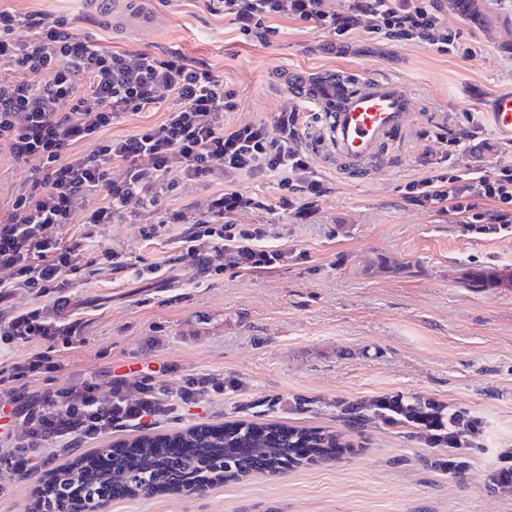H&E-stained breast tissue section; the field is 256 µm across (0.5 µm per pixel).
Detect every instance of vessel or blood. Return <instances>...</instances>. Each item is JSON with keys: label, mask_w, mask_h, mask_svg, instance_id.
Segmentation results:
<instances>
[{"label": "vessel or blood", "mask_w": 512, "mask_h": 512, "mask_svg": "<svg viewBox=\"0 0 512 512\" xmlns=\"http://www.w3.org/2000/svg\"><path fill=\"white\" fill-rule=\"evenodd\" d=\"M89 13H111L116 26L137 27L128 0H84ZM288 93L323 112L324 120L308 149L332 163L338 175L364 173L381 162L385 148L410 134L415 96L394 77L344 71L288 75ZM495 129L512 138V91L496 94L490 105Z\"/></svg>", "instance_id": "vessel-or-blood-1"}]
</instances>
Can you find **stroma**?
<instances>
[{"mask_svg":"<svg viewBox=\"0 0 512 512\" xmlns=\"http://www.w3.org/2000/svg\"><path fill=\"white\" fill-rule=\"evenodd\" d=\"M487 5L499 19L488 30L443 12L460 45L446 54L364 27L335 45L291 20L279 21L269 43L248 41L202 0H131L132 11L162 18L136 29L90 15L83 0H0L1 8L66 18L106 48L177 49L210 66L238 93V111L226 116L232 124L280 112L292 70L388 75L416 97L410 137L380 168L351 179L324 169L327 191L307 223L282 212L273 181H237L265 203L238 223L267 225L268 246L296 252L275 270L228 266L205 276L167 236L144 240L143 227L157 216L143 212L101 227L99 247L82 259L98 258L104 246L137 264H159L163 275L104 269L66 289L67 306L45 301L49 317L81 323L72 345L35 346L56 364L55 383L85 376L104 385L114 369L134 386L148 367L161 389L202 375L223 380V395L161 423L160 433L253 420L273 399L275 420L338 430L347 442L334 461L225 480L199 494L116 498L109 512H512V494L487 477L493 449L512 447V235L466 233L405 200L407 184L444 160L464 171L512 165V139L485 115L487 96L512 88V0ZM468 47L473 55H465ZM463 129L472 134L464 144L446 141ZM476 273L483 287H470ZM384 395L467 409L487 424L482 446L456 472L437 466L442 449L410 441L402 428L379 423L357 432L336 416L334 400ZM49 478L46 469L0 474V512H28Z\"/></svg>","mask_w":512,"mask_h":512,"instance_id":"1","label":"stroma"}]
</instances>
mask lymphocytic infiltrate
<instances>
[{
  "label": "lymphocytic infiltrate",
  "mask_w": 512,
  "mask_h": 512,
  "mask_svg": "<svg viewBox=\"0 0 512 512\" xmlns=\"http://www.w3.org/2000/svg\"><path fill=\"white\" fill-rule=\"evenodd\" d=\"M246 39L269 43L276 20L349 38L361 25L391 41H423L443 53L458 38L440 16L441 0H351L336 13L329 0H206ZM234 91L213 70L179 51H114L79 37L67 20L41 12L0 10V151L29 167L28 185L11 198L0 220V344L73 336L77 325L54 321L40 302L78 281L79 256L101 226L131 209L159 212L145 239L171 233L204 274L232 265L271 271L288 259L285 248L266 245V227L236 223V215L261 207L256 197L232 189L234 179H273L279 206L297 219L314 214L326 183L299 145L304 116L283 108L272 121L228 123ZM162 112L160 123L128 137H109L123 117ZM184 182L222 183L220 191L170 209L165 199ZM406 201L479 225L481 233L512 229V166L462 174L437 172L410 181ZM82 232L63 243L64 226ZM33 299L13 308L16 292ZM55 368L42 353L13 361L0 376V472L34 474L54 451L88 443L124 427L153 426L180 417L198 396L223 393L193 379L178 390L157 389L142 376L136 394L128 377L112 375L108 393L83 377L31 392L28 378Z\"/></svg>",
  "instance_id": "f902f5d3"
}]
</instances>
